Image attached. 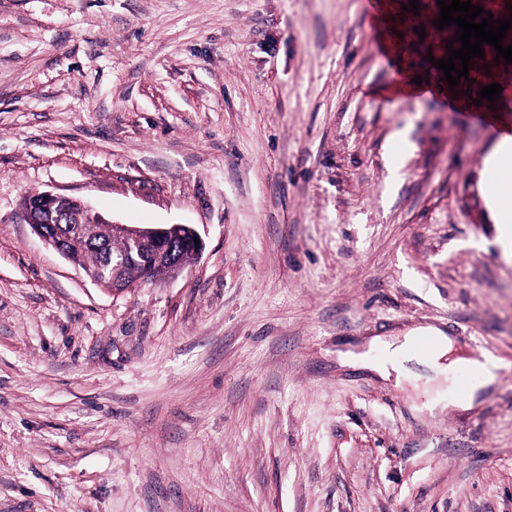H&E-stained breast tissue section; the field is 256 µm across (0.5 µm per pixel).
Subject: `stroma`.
Wrapping results in <instances>:
<instances>
[{
	"label": "stroma",
	"instance_id": "obj_1",
	"mask_svg": "<svg viewBox=\"0 0 512 512\" xmlns=\"http://www.w3.org/2000/svg\"><path fill=\"white\" fill-rule=\"evenodd\" d=\"M0 0V512H512V250L479 189L436 0ZM425 36H418V29ZM189 224L178 277L115 295L17 211ZM417 327L454 347L384 379ZM474 331L501 365L446 406ZM419 336H431L435 340L434 347L429 353L428 357L420 359L415 357L414 354L408 352L410 344ZM430 337H421L416 339L411 347L415 351L427 352L431 349L433 340ZM453 341L445 336L440 330L435 328H419L411 331L408 335L404 336V341L396 347L393 352L400 358L399 366H388L387 364H379L372 360L368 353L354 354L346 353L341 354L339 360L342 365L370 368L379 372L381 375H388L389 368L398 370L402 366L403 362L416 361L418 363H424L430 367L436 368L439 361L446 357L448 353L452 351Z\"/></svg>",
	"mask_w": 512,
	"mask_h": 512
}]
</instances>
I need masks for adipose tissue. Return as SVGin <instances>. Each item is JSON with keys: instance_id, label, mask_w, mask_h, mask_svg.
I'll return each mask as SVG.
<instances>
[{"instance_id": "ef3b65f1", "label": "adipose tissue", "mask_w": 512, "mask_h": 512, "mask_svg": "<svg viewBox=\"0 0 512 512\" xmlns=\"http://www.w3.org/2000/svg\"><path fill=\"white\" fill-rule=\"evenodd\" d=\"M482 196L503 241L512 243V136L499 137L484 160Z\"/></svg>"}]
</instances>
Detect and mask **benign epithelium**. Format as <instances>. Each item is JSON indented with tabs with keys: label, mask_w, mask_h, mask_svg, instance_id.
I'll use <instances>...</instances> for the list:
<instances>
[{
	"label": "benign epithelium",
	"mask_w": 512,
	"mask_h": 512,
	"mask_svg": "<svg viewBox=\"0 0 512 512\" xmlns=\"http://www.w3.org/2000/svg\"><path fill=\"white\" fill-rule=\"evenodd\" d=\"M36 195L39 198L38 206L26 216V220L46 244L66 258L73 259L70 250L73 241H97L103 225L107 227L110 237L123 241L122 250L113 254L108 262L85 268L92 280L115 293L166 281L202 251L198 234L188 224H107L85 205L82 209L87 216L86 221L73 223L68 220L61 223L55 215V207L66 196L51 191H38ZM141 256L150 261L148 272L139 281L130 282L126 278V271L132 261Z\"/></svg>",
	"instance_id": "obj_1"
}]
</instances>
